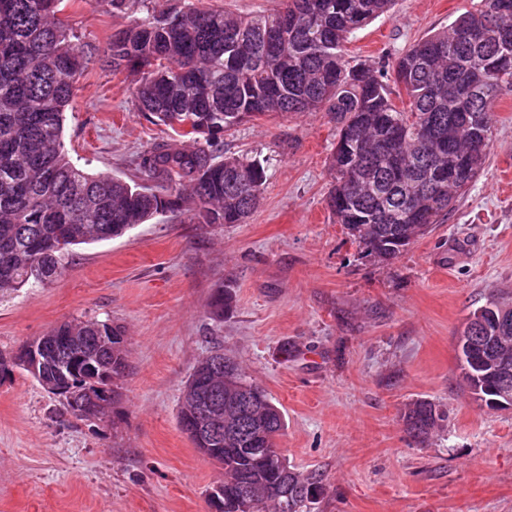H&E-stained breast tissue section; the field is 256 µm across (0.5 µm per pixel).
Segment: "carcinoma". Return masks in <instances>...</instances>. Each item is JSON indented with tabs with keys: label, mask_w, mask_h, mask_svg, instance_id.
<instances>
[{
	"label": "carcinoma",
	"mask_w": 512,
	"mask_h": 512,
	"mask_svg": "<svg viewBox=\"0 0 512 512\" xmlns=\"http://www.w3.org/2000/svg\"><path fill=\"white\" fill-rule=\"evenodd\" d=\"M395 0H281L273 12L239 16L220 8L175 5L112 34L103 58L113 74L136 76L132 96L152 124L187 141L152 145L142 154L145 182L90 174L70 159L63 141L65 111L92 55L59 18L61 0H0V294L33 288L62 273L71 247L107 241L166 212L185 210L197 224H241L257 208L266 167L224 155L221 134L267 115L327 112L337 125L327 204L334 223L367 254L390 261L389 239L410 245L430 233L485 169L493 115L512 93V0H479V8L419 40L386 70L350 65L349 35L388 13ZM406 99L396 104L389 83ZM82 336L77 350L49 347L36 377L66 411L82 407L127 367L121 329L74 319L47 332ZM112 337V345L100 337ZM476 354L506 365L489 388L512 391V337L486 330ZM112 366L70 376L75 352ZM224 390V431L258 418L245 438L224 440L205 456L224 468L218 512H285L323 494L321 475L280 468L251 452L273 445L284 430L281 410L264 390ZM447 419L431 401L404 413L408 432L426 439ZM256 485L248 508L242 484Z\"/></svg>",
	"instance_id": "1"
}]
</instances>
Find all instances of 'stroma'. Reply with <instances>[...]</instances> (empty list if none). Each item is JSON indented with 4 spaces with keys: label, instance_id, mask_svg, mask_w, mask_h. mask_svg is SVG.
Instances as JSON below:
<instances>
[{
    "label": "stroma",
    "instance_id": "1",
    "mask_svg": "<svg viewBox=\"0 0 512 512\" xmlns=\"http://www.w3.org/2000/svg\"><path fill=\"white\" fill-rule=\"evenodd\" d=\"M478 2L396 0L349 38L346 58H394ZM60 17L94 56L66 111L68 153L88 172L137 178L141 151L174 135L137 112L131 79L99 63L132 17L106 0H63ZM222 139L268 167L245 223L158 217L71 247L56 281L0 299L1 352L93 318L121 328L129 361L105 421L71 417L27 374L0 383V512H212L224 471L178 412L194 367L218 349L283 412L290 467L321 474L310 512H512V411L465 394L455 357L469 312L512 296V95L496 106L483 174L387 263L327 209L328 113L272 115ZM225 292L232 308L218 318L211 303ZM420 399L448 415L422 443L403 421Z\"/></svg>",
    "mask_w": 512,
    "mask_h": 512
}]
</instances>
